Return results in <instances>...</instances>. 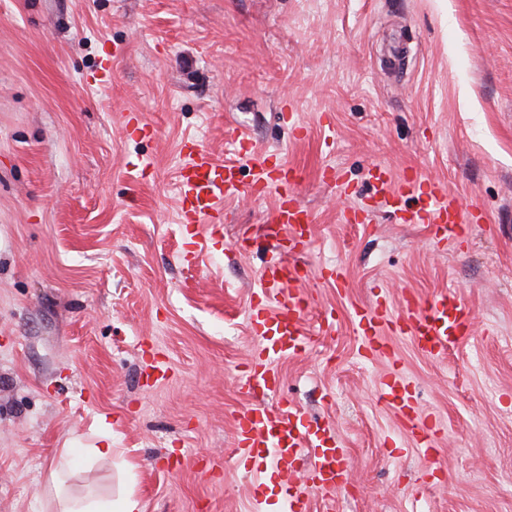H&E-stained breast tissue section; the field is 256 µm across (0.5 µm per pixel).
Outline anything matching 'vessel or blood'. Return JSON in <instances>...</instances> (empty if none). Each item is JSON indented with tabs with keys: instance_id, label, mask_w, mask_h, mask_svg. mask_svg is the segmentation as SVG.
Segmentation results:
<instances>
[{
	"instance_id": "b4317fda",
	"label": "vessel or blood",
	"mask_w": 512,
	"mask_h": 512,
	"mask_svg": "<svg viewBox=\"0 0 512 512\" xmlns=\"http://www.w3.org/2000/svg\"><path fill=\"white\" fill-rule=\"evenodd\" d=\"M297 178V170L282 164L272 167L263 159L251 183L245 186L236 166L216 162L206 150L196 149L191 164L181 174V217L189 224H209L219 196L231 197L244 190L256 197L272 194L276 203L268 223L278 225L290 238H304L311 231L314 217L294 189ZM375 179L390 212L406 214L408 222L425 225L434 243L456 244L466 236L469 218L446 187L414 178L397 183L383 169ZM412 199L418 202L413 211L407 207ZM307 277V269L288 254L267 263L260 272L264 300L249 310L251 329L259 343L239 386L243 394L257 396L259 402L236 414L232 450L237 460L273 458L289 496L290 512H309L310 490L330 492L349 479L347 451L333 428L307 424L300 409L287 401L270 407L262 403L279 388L274 368L277 360L300 355L313 337L336 333V318L331 312L320 314L314 326H307L309 303L299 289ZM473 319L472 309L450 290L425 301L403 297L395 317L381 300L353 306L349 312V321L359 332L365 352L377 358L386 354L385 322H393L402 334L413 338L422 354L436 359L469 335ZM380 396L419 435L424 455L435 459L437 425L418 415L405 379L396 372L386 376ZM306 454L312 455L313 462L303 474L298 463Z\"/></svg>"
}]
</instances>
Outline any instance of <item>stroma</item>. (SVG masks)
Instances as JSON below:
<instances>
[{
	"instance_id": "1",
	"label": "stroma",
	"mask_w": 512,
	"mask_h": 512,
	"mask_svg": "<svg viewBox=\"0 0 512 512\" xmlns=\"http://www.w3.org/2000/svg\"><path fill=\"white\" fill-rule=\"evenodd\" d=\"M233 128L302 170L307 320L338 323L275 365L348 450V485L310 512H512V0H0V512H58L55 473L75 498L133 488L144 512H288L272 460L226 462L246 311L289 247L274 198L179 217L193 145L251 180ZM376 165L445 184L472 216L461 246L377 205ZM448 288L475 318L445 358L393 334L364 355L352 304ZM395 369L437 421L438 469L379 398Z\"/></svg>"
}]
</instances>
